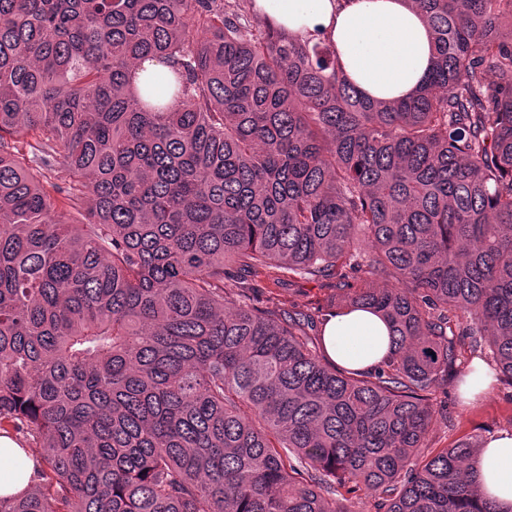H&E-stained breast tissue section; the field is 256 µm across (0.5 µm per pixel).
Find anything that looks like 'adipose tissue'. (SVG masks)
I'll use <instances>...</instances> for the list:
<instances>
[{
    "instance_id": "1",
    "label": "adipose tissue",
    "mask_w": 512,
    "mask_h": 512,
    "mask_svg": "<svg viewBox=\"0 0 512 512\" xmlns=\"http://www.w3.org/2000/svg\"><path fill=\"white\" fill-rule=\"evenodd\" d=\"M254 7L285 35L330 42L355 88L373 99L410 96L433 60L428 27L409 0H254ZM322 343L340 367L363 371L386 357L391 334L379 314L359 308L330 317ZM471 473L484 500L512 512V431L485 438Z\"/></svg>"
}]
</instances>
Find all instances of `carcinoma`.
I'll list each match as a JSON object with an SVG mask.
<instances>
[{
	"label": "carcinoma",
	"instance_id": "carcinoma-1",
	"mask_svg": "<svg viewBox=\"0 0 512 512\" xmlns=\"http://www.w3.org/2000/svg\"><path fill=\"white\" fill-rule=\"evenodd\" d=\"M411 2L387 102L241 0H0V512H495L427 437L465 347L512 388V0ZM359 307L393 351L348 371L310 331ZM288 305H294L298 309L306 310L327 292L324 287L314 282H299L284 288L270 285ZM3 449L23 458L22 473H14L5 467ZM35 464V460L32 457H27L13 439L6 436L0 437V497L17 495L27 487L30 477L33 476Z\"/></svg>",
	"mask_w": 512,
	"mask_h": 512
}]
</instances>
